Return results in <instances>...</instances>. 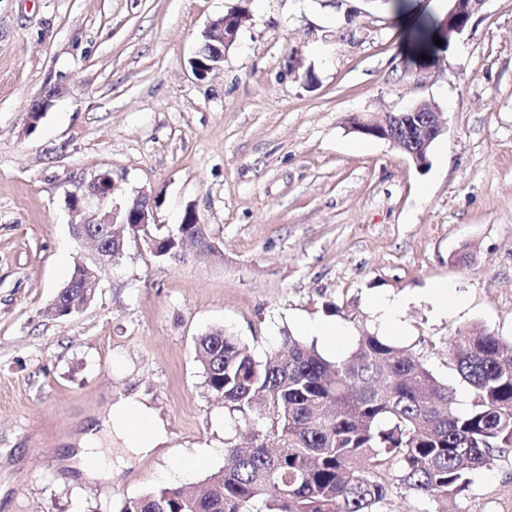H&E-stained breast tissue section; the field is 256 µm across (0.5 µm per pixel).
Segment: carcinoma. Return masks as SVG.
<instances>
[{
    "label": "carcinoma",
    "mask_w": 512,
    "mask_h": 512,
    "mask_svg": "<svg viewBox=\"0 0 512 512\" xmlns=\"http://www.w3.org/2000/svg\"><path fill=\"white\" fill-rule=\"evenodd\" d=\"M435 35L437 23L420 33L421 53L437 51ZM160 230L146 228L168 245L159 255L167 260L182 243ZM83 296L75 268L58 302L80 308ZM282 347L287 357L259 362L222 330L200 337L207 389L270 427L246 450L229 446L224 468L193 493L151 490L126 499L122 512H381L397 486L446 503L512 449V344L481 326L459 327L448 342V364L471 391L465 412L421 358L375 332L362 331L338 360L289 334Z\"/></svg>",
    "instance_id": "obj_1"
}]
</instances>
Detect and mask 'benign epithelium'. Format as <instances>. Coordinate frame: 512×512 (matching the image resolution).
I'll return each instance as SVG.
<instances>
[{"label": "benign epithelium", "instance_id": "obj_1", "mask_svg": "<svg viewBox=\"0 0 512 512\" xmlns=\"http://www.w3.org/2000/svg\"><path fill=\"white\" fill-rule=\"evenodd\" d=\"M450 8L442 25L448 35L462 33L470 24L474 14L480 9L484 0H449ZM249 17L248 10L241 7L210 22L203 33V44L198 56L192 61L195 73L204 77L209 72L220 68L224 63V53L236 40L240 27ZM351 128L365 136L377 138L390 143L393 147L407 154L419 167L427 164L423 158L426 149L446 127L441 120V113L427 104H415L400 112H387L381 117L372 114L354 115L350 118ZM116 183L111 175H99L80 191L72 194L68 208L73 216L81 217L72 223V231L78 238H85V229L89 225L102 227L100 239L95 243V258L86 262L78 261L85 279L86 302H91L100 285L102 268L116 263L123 255L125 242L113 244L110 228L120 224L127 228L129 235L143 242L149 252L156 256L161 251L160 240L141 234L139 229L155 223V197L138 193L124 206H114L112 210L104 209V204L114 195ZM98 205L97 212L86 215L91 202Z\"/></svg>", "mask_w": 512, "mask_h": 512}]
</instances>
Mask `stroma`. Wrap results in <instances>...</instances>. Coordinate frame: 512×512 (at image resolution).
I'll return each instance as SVG.
<instances>
[{"label":"stroma","mask_w":512,"mask_h":512,"mask_svg":"<svg viewBox=\"0 0 512 512\" xmlns=\"http://www.w3.org/2000/svg\"><path fill=\"white\" fill-rule=\"evenodd\" d=\"M243 4L223 66L197 77L204 30ZM404 4L0 0V512H119L221 470L258 420L207 390L196 343L211 331L262 360L310 320L378 329L372 300L404 298L395 341L444 383L456 328L512 342V0H484L424 69L407 62L410 28L450 4ZM423 102L446 131L421 168L349 123ZM103 172L117 204L157 196L167 229L195 210L219 252L162 263L128 241L89 305L49 317L75 260L94 255L68 198ZM442 281L439 316L422 296ZM140 388L166 447L133 456L103 436L112 469L95 479L63 461ZM191 455L205 462L182 473ZM457 508L512 512V451L472 474Z\"/></svg>","instance_id":"1"}]
</instances>
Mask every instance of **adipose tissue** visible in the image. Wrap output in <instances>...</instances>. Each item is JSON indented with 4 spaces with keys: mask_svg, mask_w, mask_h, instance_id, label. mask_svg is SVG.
Returning <instances> with one entry per match:
<instances>
[{
    "mask_svg": "<svg viewBox=\"0 0 512 512\" xmlns=\"http://www.w3.org/2000/svg\"><path fill=\"white\" fill-rule=\"evenodd\" d=\"M101 428H109L124 446L136 454L164 447L171 439L166 421L154 408L151 397L137 390L112 402Z\"/></svg>",
    "mask_w": 512,
    "mask_h": 512,
    "instance_id": "obj_1",
    "label": "adipose tissue"
}]
</instances>
